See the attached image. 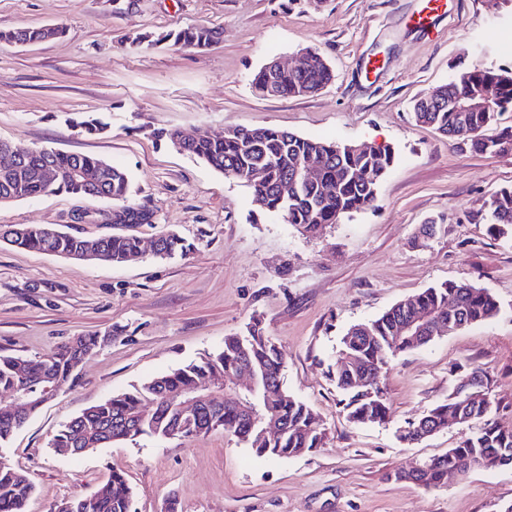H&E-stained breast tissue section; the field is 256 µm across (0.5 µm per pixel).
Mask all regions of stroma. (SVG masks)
I'll list each match as a JSON object with an SVG mask.
<instances>
[{
    "label": "stroma",
    "instance_id": "obj_1",
    "mask_svg": "<svg viewBox=\"0 0 512 512\" xmlns=\"http://www.w3.org/2000/svg\"><path fill=\"white\" fill-rule=\"evenodd\" d=\"M423 0H0V31L63 26V36L0 43V140L104 158L128 171L149 224H107L110 202L67 194L0 205V224H44L86 239L173 231L187 256L118 265L0 244V354L39 360L70 339L121 328L1 450L34 483L26 512L87 495L122 471L135 512H507L512 466L474 468L427 489L390 480L456 447L465 432L406 445L420 417L461 379L465 364L490 381L493 416L512 429V244L477 219L512 188V152L458 150L415 122L413 103L473 67L512 69V12L488 0H451L428 33L409 19ZM218 29L204 50L131 46L171 29ZM318 53L335 74L319 93L263 98L252 87L269 60ZM383 63L377 74L368 59ZM107 123L88 135L70 116ZM275 127L339 144L390 146L396 160L373 207L316 236L259 209L250 188L174 148L167 132ZM489 289L485 322L395 359L385 377L391 416L347 421L328 376L354 324L444 282ZM261 318L286 355L285 381L326 428L323 447L256 456L221 431L141 437L74 457L49 446L62 424L132 385L219 350Z\"/></svg>",
    "mask_w": 512,
    "mask_h": 512
}]
</instances>
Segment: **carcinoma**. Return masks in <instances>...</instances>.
Listing matches in <instances>:
<instances>
[{"mask_svg":"<svg viewBox=\"0 0 512 512\" xmlns=\"http://www.w3.org/2000/svg\"><path fill=\"white\" fill-rule=\"evenodd\" d=\"M60 26L0 33V41L26 43L62 35ZM219 32L195 27L160 34L157 41L206 49L217 42ZM334 79L333 70L319 57L297 74L275 77L280 96H305L319 92ZM489 86L495 92L492 105L484 112H457L451 102ZM512 112V73L477 67L463 71L457 78L420 98L414 105L416 122L430 125L448 136L454 145L485 153L496 150L503 140L512 142V129L486 134L497 117ZM89 135L103 132L107 124L91 115L69 119ZM238 137L213 138L204 131L168 133L174 146L202 160L227 177L243 179L250 171L261 173V182L250 185L253 195L261 196L265 211L280 214L300 231L316 235L343 215L370 207L376 201L378 187L395 159L389 147L373 148L368 153L351 152L335 143L305 138L271 127L240 128ZM18 167L9 173L0 171V203L32 199L44 194L67 193L106 198L118 204L113 210L115 224H151L153 213L129 204L130 179L127 172L112 163L88 155L66 154L49 149L19 148ZM308 154H321L325 165L316 180L299 182L288 197L280 187L292 179ZM369 171V179L357 181L354 172ZM74 170L91 172L96 180L73 178ZM335 192L325 195L324 186ZM479 219L492 225L498 236L512 241V188L503 189L488 201ZM0 241L23 249H35L65 258L88 257L92 260L128 264L146 256L136 236L112 235L88 241L68 234L52 233L40 224H0ZM155 256L171 258L190 251V246L173 234L155 239ZM454 298L458 311L451 327L434 331L433 325L448 320V298ZM498 305L486 288L470 282H445L400 301L374 320L351 326L341 338V351L328 374L343 395L347 418L354 424L384 423L390 411L384 398V379L397 357L423 348L452 333L456 325L469 326L495 317ZM422 327L404 331L414 322ZM113 332H95L59 346L42 360L31 361L16 355H0V391L11 399L25 383L34 389L22 407L12 416H0V449L8 447L13 435L44 405L39 389L60 386L77 377L81 357L104 347ZM242 362L249 363L255 376L254 402L257 411L238 402L232 395L220 393L212 401L192 412L182 413L174 396L193 388L200 380L225 378ZM285 354L265 334L262 322L253 320L244 335L224 338V347L198 361H192L157 375L127 392L85 409L67 422L50 441L59 455H78L106 447L116 441H134L142 436L157 438L192 437L222 431L236 437L257 456L289 458L322 444L324 428L314 410L288 391L284 383ZM474 377L485 384L483 394L460 395ZM489 381L478 369L469 367L448 399L434 406L419 419L399 430V438L415 443L436 432L463 426L471 433L439 456L419 464L409 473L394 472L388 478L411 481L427 488L439 487L448 477L466 474L474 467L494 469L512 464V431L501 429L493 419ZM278 421L282 430L270 435L265 421ZM34 493L25 475L0 456V512H24ZM53 512H134L131 487L123 473L112 471L108 481L89 496H73L61 501Z\"/></svg>","mask_w":512,"mask_h":512,"instance_id":"carcinoma-1","label":"carcinoma"}]
</instances>
